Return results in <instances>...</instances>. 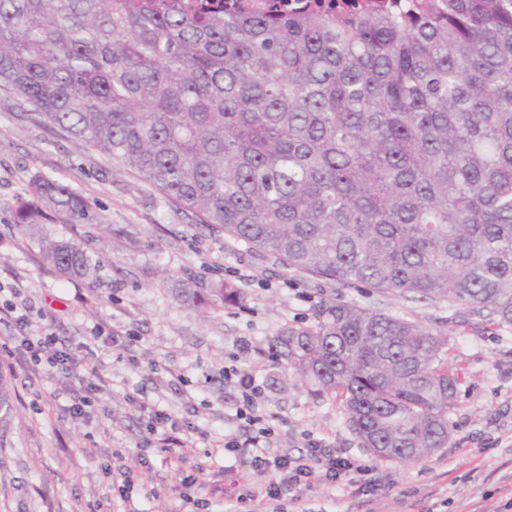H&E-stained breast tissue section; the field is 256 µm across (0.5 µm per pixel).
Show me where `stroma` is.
<instances>
[{
	"mask_svg": "<svg viewBox=\"0 0 512 512\" xmlns=\"http://www.w3.org/2000/svg\"><path fill=\"white\" fill-rule=\"evenodd\" d=\"M68 185L91 203V217L64 224L50 217L48 237L80 242L96 261L91 279L68 280L43 263L35 241L13 227L14 209L34 177ZM242 283L247 310L180 306V282L209 288ZM0 281L18 284L32 309L29 335L52 334L73 351L75 369L26 365L21 353H0L13 377L14 412L0 436V512H123L112 493L119 464L138 476L144 512H182L174 466L148 443L146 406L170 409L195 427L188 465H208L224 437V414L236 392L224 383V360L239 341L269 344L289 325L309 324L314 309L336 299L444 326L449 366L460 379L449 411L446 448L409 468L364 451L339 401L313 398L272 358H264L267 395L282 422L279 450L304 452L326 438L355 458L330 488L312 487L289 500L288 512H512V328L483 329L464 308L414 296L346 288L289 269L202 224L136 173L59 129L33 121L16 99L0 94ZM130 337L127 348L114 336ZM95 384L85 414L69 413L73 393Z\"/></svg>",
	"mask_w": 512,
	"mask_h": 512,
	"instance_id": "1",
	"label": "stroma"
}]
</instances>
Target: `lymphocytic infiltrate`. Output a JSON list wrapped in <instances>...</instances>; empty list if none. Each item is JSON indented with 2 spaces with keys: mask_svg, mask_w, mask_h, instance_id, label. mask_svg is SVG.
Listing matches in <instances>:
<instances>
[{
  "mask_svg": "<svg viewBox=\"0 0 512 512\" xmlns=\"http://www.w3.org/2000/svg\"><path fill=\"white\" fill-rule=\"evenodd\" d=\"M14 346L21 348L27 362L35 366L55 367L72 360L71 354L56 349L50 335L14 336L0 344V350L7 352ZM238 351L240 360L224 368L225 383L239 393V402L230 416L234 427L225 431L223 441L216 444L226 461V481L219 490L200 474L185 476L183 501L190 504L191 512H207L219 491L224 494V512H266L271 505L287 501L289 492L335 485L341 475L357 468L349 458L336 456L322 438L309 441L305 453L296 457L276 451L274 436L280 418L265 404L259 366L264 351L248 341L241 342ZM237 471H260L267 479L243 489L232 478Z\"/></svg>",
  "mask_w": 512,
  "mask_h": 512,
  "instance_id": "lymphocytic-infiltrate-1",
  "label": "lymphocytic infiltrate"
}]
</instances>
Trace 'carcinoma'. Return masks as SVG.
Returning a JSON list of instances; mask_svg holds the SVG:
<instances>
[{"instance_id": "cac0c4a2", "label": "carcinoma", "mask_w": 512, "mask_h": 512, "mask_svg": "<svg viewBox=\"0 0 512 512\" xmlns=\"http://www.w3.org/2000/svg\"><path fill=\"white\" fill-rule=\"evenodd\" d=\"M0 90L290 269L512 326V0H0ZM50 213L89 202L38 176L14 211L45 264L89 277L81 243L39 234ZM270 351L379 460L448 447L445 329L330 301ZM12 413L0 374V434Z\"/></svg>"}]
</instances>
